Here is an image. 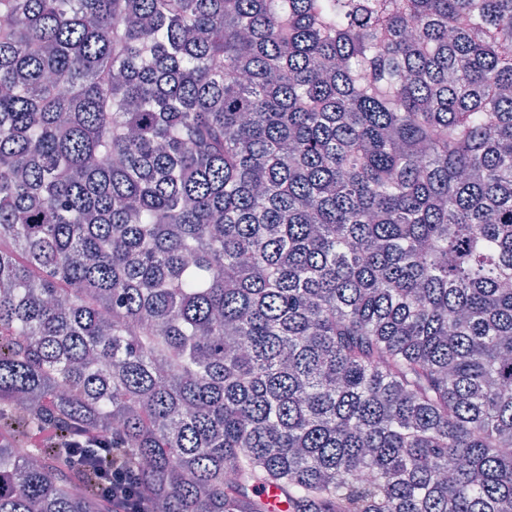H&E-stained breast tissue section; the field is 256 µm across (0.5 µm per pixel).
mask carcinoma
<instances>
[{
  "label": "carcinoma",
  "mask_w": 512,
  "mask_h": 512,
  "mask_svg": "<svg viewBox=\"0 0 512 512\" xmlns=\"http://www.w3.org/2000/svg\"><path fill=\"white\" fill-rule=\"evenodd\" d=\"M0 16V512H512V0ZM80 442H74L67 445L69 448H79L88 444L96 446L104 451L112 450V454L106 455V459L112 460L111 467L104 475V491L112 494V505L114 503L115 512H156L155 506L147 509L143 498V491L140 485H137L134 479V472L128 468L124 459L118 452V448H102L109 445L111 438L105 432L93 427L85 428L79 434Z\"/></svg>",
  "instance_id": "cac0c4a2"
}]
</instances>
